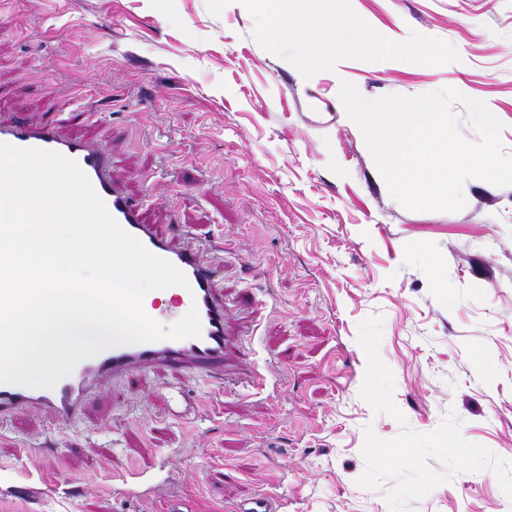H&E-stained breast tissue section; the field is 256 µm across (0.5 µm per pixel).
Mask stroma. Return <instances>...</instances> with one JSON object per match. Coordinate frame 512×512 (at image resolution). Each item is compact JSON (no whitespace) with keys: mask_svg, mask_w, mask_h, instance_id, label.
Returning a JSON list of instances; mask_svg holds the SVG:
<instances>
[{"mask_svg":"<svg viewBox=\"0 0 512 512\" xmlns=\"http://www.w3.org/2000/svg\"><path fill=\"white\" fill-rule=\"evenodd\" d=\"M374 37V46L358 42ZM454 88L512 155V0H0V118L105 144L218 267L224 379L159 369L85 422L0 424V512H512V185L389 193L338 96ZM282 499L270 493H259L247 502L233 506L230 512H281Z\"/></svg>","mask_w":512,"mask_h":512,"instance_id":"1","label":"stroma"}]
</instances>
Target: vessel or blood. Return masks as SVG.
Masks as SVG:
<instances>
[{
  "label": "vessel or blood",
  "instance_id": "vessel-or-blood-1",
  "mask_svg": "<svg viewBox=\"0 0 512 512\" xmlns=\"http://www.w3.org/2000/svg\"><path fill=\"white\" fill-rule=\"evenodd\" d=\"M0 142L22 148H39L64 155L86 174L109 213L151 253L172 263L187 278V287H175L182 311L197 308L199 336L114 346L80 361L54 388H32L0 383V421L21 410L44 411L51 425L75 426L83 422L92 396L106 382L137 380L156 368L173 374L188 371L214 378L224 360V299L214 286L215 270L190 248L176 247L155 226L143 223L141 206L130 198L112 176L107 148L63 135L52 123L0 120ZM283 502L260 493L235 505L230 512H281Z\"/></svg>",
  "mask_w": 512,
  "mask_h": 512
}]
</instances>
